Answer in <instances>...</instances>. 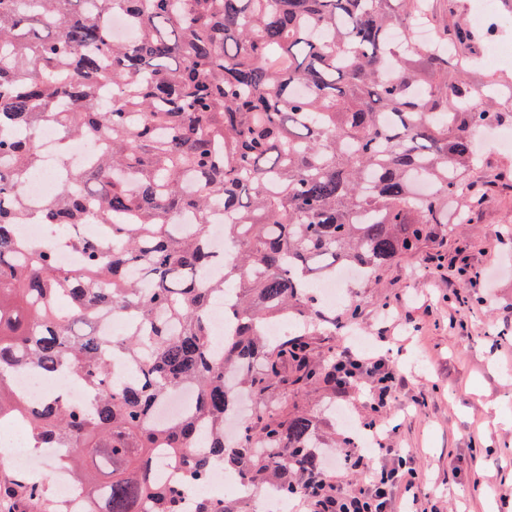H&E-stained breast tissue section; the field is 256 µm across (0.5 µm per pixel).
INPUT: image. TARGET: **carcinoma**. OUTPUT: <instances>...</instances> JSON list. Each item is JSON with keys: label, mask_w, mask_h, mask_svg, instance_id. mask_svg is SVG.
I'll use <instances>...</instances> for the list:
<instances>
[{"label": "carcinoma", "mask_w": 512, "mask_h": 512, "mask_svg": "<svg viewBox=\"0 0 512 512\" xmlns=\"http://www.w3.org/2000/svg\"><path fill=\"white\" fill-rule=\"evenodd\" d=\"M116 12L134 41L112 37ZM426 17L425 0H0V420L23 419L37 448L81 449V487L108 468L89 492L96 512H182L186 488L157 477L162 454L189 483L221 467L289 500L316 486L315 419L266 401L277 387H336V347L317 351L302 331L334 336L359 308L336 315L312 284L344 267L377 282L448 223L449 203L478 204L475 136L502 119L498 85L465 75L470 34L422 48ZM47 120L65 141L104 144L35 212L20 190ZM217 201L236 216L225 259L208 247ZM90 205L100 241L64 239L78 270L17 236L33 223L64 233ZM222 295L236 327L219 344L207 312ZM114 311L134 327L97 335ZM284 320L290 332L267 334ZM112 359L136 372L111 388ZM23 366L77 377L88 403L61 389L27 405L11 382ZM184 387L196 407L155 422ZM243 396L254 411L230 441ZM0 512L66 509L0 460ZM196 512L239 509L220 496Z\"/></svg>", "instance_id": "1"}]
</instances>
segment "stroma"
Returning a JSON list of instances; mask_svg holds the SVG:
<instances>
[{
  "label": "stroma",
  "instance_id": "1",
  "mask_svg": "<svg viewBox=\"0 0 512 512\" xmlns=\"http://www.w3.org/2000/svg\"><path fill=\"white\" fill-rule=\"evenodd\" d=\"M474 0H428L430 34L467 25ZM480 38L512 54V0H489ZM490 184L460 223L437 225L415 254L391 265L379 287H359L358 329L370 357L406 379L389 413L395 441L418 474L421 498L443 512H512V152L482 151ZM315 417L326 443L336 419L370 417L369 383L342 392L271 391Z\"/></svg>",
  "mask_w": 512,
  "mask_h": 512
}]
</instances>
